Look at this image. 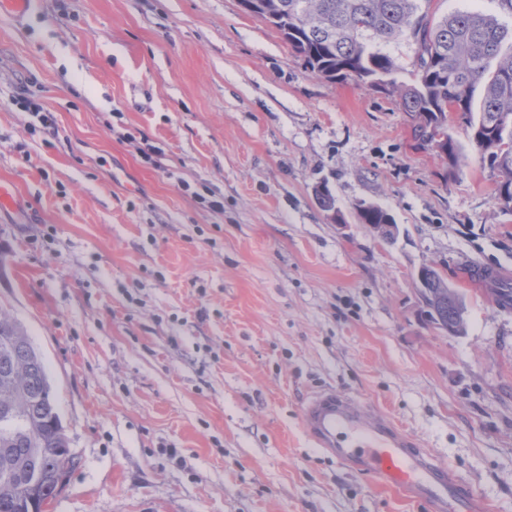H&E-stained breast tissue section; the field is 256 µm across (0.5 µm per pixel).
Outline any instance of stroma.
I'll list each match as a JSON object with an SVG mask.
<instances>
[{"label": "stroma", "mask_w": 512, "mask_h": 512, "mask_svg": "<svg viewBox=\"0 0 512 512\" xmlns=\"http://www.w3.org/2000/svg\"><path fill=\"white\" fill-rule=\"evenodd\" d=\"M22 86L56 138L30 134ZM449 124L453 172L396 96L310 72L237 0L0 16V180L19 194L0 210V308L78 459L50 512H425L311 445L300 412L324 388L512 512V309L464 276L512 269V211L463 116ZM360 202L392 216L393 243ZM425 266L461 293L465 335L431 322ZM12 104L21 112H28L33 118V121L29 123L32 133L39 131L46 136L58 135L55 112H52L43 100L21 93L12 99Z\"/></svg>", "instance_id": "obj_1"}]
</instances>
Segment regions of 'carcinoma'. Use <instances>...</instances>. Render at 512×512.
I'll use <instances>...</instances> for the list:
<instances>
[{
  "label": "carcinoma",
  "instance_id": "1",
  "mask_svg": "<svg viewBox=\"0 0 512 512\" xmlns=\"http://www.w3.org/2000/svg\"><path fill=\"white\" fill-rule=\"evenodd\" d=\"M422 0H254L251 14L276 28L313 73L355 81L400 98L419 147L448 137V172L461 159L449 113L470 116L482 86L477 118L467 120L470 141L497 173V199L512 207V54L503 57L512 28L475 11L434 21ZM400 37L415 46L410 84L398 81L399 65L381 45ZM379 238H394L397 225L382 209L364 217ZM421 273V297L440 329L466 332L458 293L432 268ZM77 459L56 408L39 352L23 327L0 309V512H47Z\"/></svg>",
  "mask_w": 512,
  "mask_h": 512
}]
</instances>
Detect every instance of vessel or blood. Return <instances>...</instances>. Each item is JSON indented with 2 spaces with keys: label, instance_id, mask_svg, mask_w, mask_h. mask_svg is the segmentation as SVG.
I'll use <instances>...</instances> for the list:
<instances>
[{
  "label": "vessel or blood",
  "instance_id": "obj_1",
  "mask_svg": "<svg viewBox=\"0 0 512 512\" xmlns=\"http://www.w3.org/2000/svg\"><path fill=\"white\" fill-rule=\"evenodd\" d=\"M301 424L328 456L376 484L400 491L427 512H487L483 499L451 467L359 399L332 389L314 392L303 404Z\"/></svg>",
  "mask_w": 512,
  "mask_h": 512
}]
</instances>
